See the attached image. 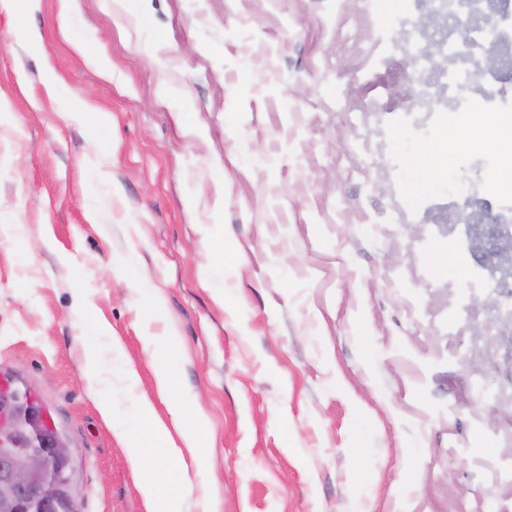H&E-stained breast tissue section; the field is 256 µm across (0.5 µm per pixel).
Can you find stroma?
<instances>
[{
	"mask_svg": "<svg viewBox=\"0 0 512 512\" xmlns=\"http://www.w3.org/2000/svg\"><path fill=\"white\" fill-rule=\"evenodd\" d=\"M328 5L0 0V388L69 441L78 512H148L88 348L107 372L121 346L129 402L174 438L169 337L183 420H207L169 512H512L504 317L448 199L403 202L386 119L361 114L356 0ZM157 376L161 388L171 397L168 405L169 413L176 424L181 423L183 415V402L178 398L179 381L176 374L170 369L168 350L157 353Z\"/></svg>",
	"mask_w": 512,
	"mask_h": 512,
	"instance_id": "1",
	"label": "stroma"
}]
</instances>
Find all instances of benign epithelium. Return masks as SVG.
I'll return each instance as SVG.
<instances>
[{
	"label": "benign epithelium",
	"instance_id": "1",
	"mask_svg": "<svg viewBox=\"0 0 512 512\" xmlns=\"http://www.w3.org/2000/svg\"><path fill=\"white\" fill-rule=\"evenodd\" d=\"M466 255L485 273L488 300L508 295L512 282V228L490 218L468 198L457 204ZM16 397L0 390V512H57L59 463H70L69 444L45 438V423L18 415Z\"/></svg>",
	"mask_w": 512,
	"mask_h": 512
}]
</instances>
